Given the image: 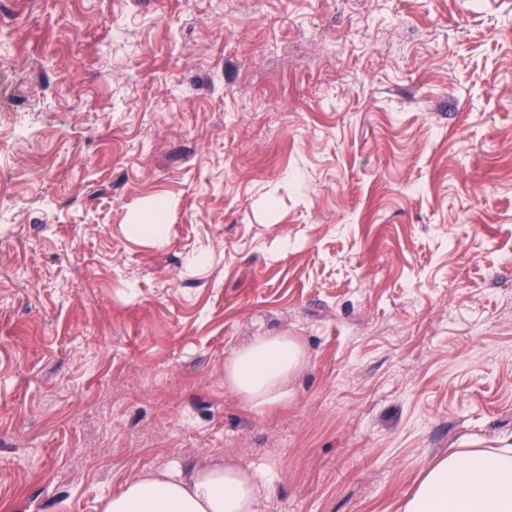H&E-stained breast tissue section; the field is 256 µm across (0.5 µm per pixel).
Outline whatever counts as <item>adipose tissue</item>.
Masks as SVG:
<instances>
[{"label":"adipose tissue","instance_id":"ef3b65f1","mask_svg":"<svg viewBox=\"0 0 512 512\" xmlns=\"http://www.w3.org/2000/svg\"><path fill=\"white\" fill-rule=\"evenodd\" d=\"M303 352L287 336H261L224 366L225 385L252 407L288 399L289 374ZM258 473L231 460L189 470L143 472L112 496L104 512H259ZM403 512H512V448L452 453L429 468Z\"/></svg>","mask_w":512,"mask_h":512}]
</instances>
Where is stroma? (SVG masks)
I'll return each instance as SVG.
<instances>
[{"mask_svg":"<svg viewBox=\"0 0 512 512\" xmlns=\"http://www.w3.org/2000/svg\"><path fill=\"white\" fill-rule=\"evenodd\" d=\"M282 335L251 408L224 365ZM509 446L512 0H0V512L221 457L402 512ZM159 214L164 215L163 209L161 211L159 208H155L147 215L145 221L143 222L145 224H132L133 230L135 232L156 245H160L164 241V235L162 231L163 225L152 224L155 222V218ZM303 352L289 336H260L238 350L224 366V384L253 408L288 400V375Z\"/></svg>","mask_w":512,"mask_h":512,"instance_id":"1","label":"stroma"}]
</instances>
